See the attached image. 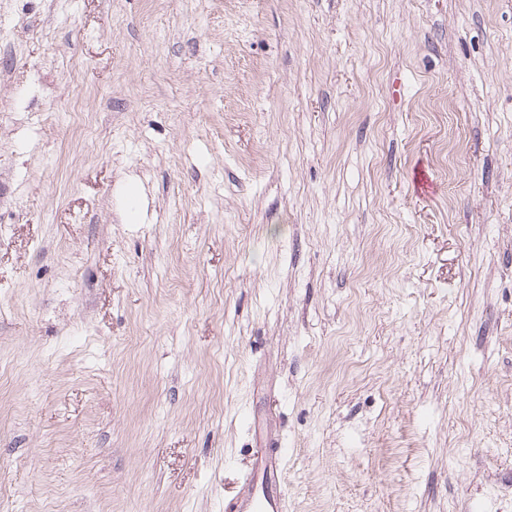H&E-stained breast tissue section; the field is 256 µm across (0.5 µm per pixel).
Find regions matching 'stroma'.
<instances>
[{
	"mask_svg": "<svg viewBox=\"0 0 512 512\" xmlns=\"http://www.w3.org/2000/svg\"><path fill=\"white\" fill-rule=\"evenodd\" d=\"M257 448L286 512H512V0H0V512Z\"/></svg>",
	"mask_w": 512,
	"mask_h": 512,
	"instance_id": "1",
	"label": "stroma"
}]
</instances>
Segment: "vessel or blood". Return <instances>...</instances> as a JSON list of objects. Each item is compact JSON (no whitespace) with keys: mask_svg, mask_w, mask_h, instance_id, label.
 <instances>
[{"mask_svg":"<svg viewBox=\"0 0 512 512\" xmlns=\"http://www.w3.org/2000/svg\"><path fill=\"white\" fill-rule=\"evenodd\" d=\"M225 512H285L280 459L271 448L255 449L243 491L225 504Z\"/></svg>","mask_w":512,"mask_h":512,"instance_id":"1","label":"vessel or blood"}]
</instances>
